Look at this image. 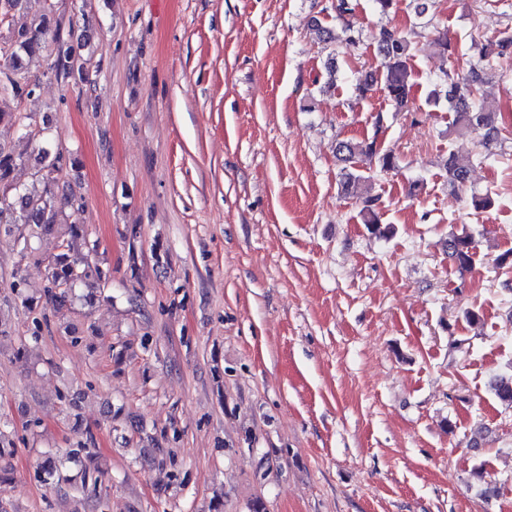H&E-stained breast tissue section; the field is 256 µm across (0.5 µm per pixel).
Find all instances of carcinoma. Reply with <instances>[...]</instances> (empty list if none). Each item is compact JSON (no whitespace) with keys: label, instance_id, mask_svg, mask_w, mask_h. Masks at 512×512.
<instances>
[{"label":"carcinoma","instance_id":"cac0c4a2","mask_svg":"<svg viewBox=\"0 0 512 512\" xmlns=\"http://www.w3.org/2000/svg\"><path fill=\"white\" fill-rule=\"evenodd\" d=\"M357 6L358 0H336V17L343 21L339 35L322 26L318 18H313L311 31L317 40L326 45L337 41L348 44L358 42V31L346 22L347 16L353 14ZM52 44L56 45V49L48 54L46 74L66 78L76 72L83 73L84 63L81 58L76 56L72 47L61 45L60 27L52 26L51 20L41 15L33 18L28 25L11 32L6 40L0 41V74L9 72L24 83L22 88L13 83H0V94L32 95L37 82L29 75L25 59L42 54ZM433 45L438 53L446 54L457 62L466 60L465 68L449 73L445 71L429 80L427 100L435 103L445 101L452 116L448 133L457 138L477 137L484 144L495 140L498 134L496 116L476 108V100L481 95L483 85L492 80L497 60L512 56V31L502 32L494 44L483 49L477 64L469 60V50L452 43L445 33L438 35ZM377 53L380 65L360 73L355 79V99H365L369 93L380 89L394 111L410 109L415 104L419 89V83L415 81L411 70L413 42L400 31L383 26L377 37ZM382 120L383 115H377L372 137L338 142L336 154L339 160L347 165L361 162L385 173L397 170L399 157L392 150L382 148L378 142L383 128ZM22 162V156L0 147V224H23L28 227L27 233L19 235V239L23 240L21 252L24 253L34 250V240L55 230L61 223L64 207L69 206L77 211L80 203L67 196L57 198L47 186L37 191L15 185L12 173ZM37 162L48 169L45 178L49 182L54 181V174L62 170L63 166L76 164V161L68 162L61 154L53 155L45 148L40 149ZM447 169L450 184L458 188L466 186L470 169L452 153L448 154ZM364 182L363 174L343 168L341 194L361 205V221L370 233L387 237L392 233V227L380 223L377 199L365 194ZM83 238V227L76 223L69 224L68 238L62 241L60 252L47 260L46 280L41 290V297L46 304L53 307L63 305L77 283L102 278L100 269L92 266L81 252L80 240ZM447 248L448 257L460 270L470 269L475 250V239L471 233L463 230L451 234ZM492 390L501 403L512 406V376L497 378L492 384ZM66 460L87 471L90 465L97 463V455L79 443L77 447L68 450Z\"/></svg>","mask_w":512,"mask_h":512}]
</instances>
